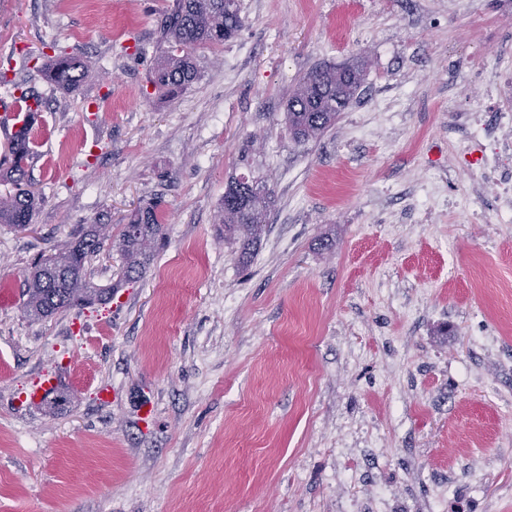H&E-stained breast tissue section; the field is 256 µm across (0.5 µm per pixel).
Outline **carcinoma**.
<instances>
[{
  "mask_svg": "<svg viewBox=\"0 0 512 512\" xmlns=\"http://www.w3.org/2000/svg\"><path fill=\"white\" fill-rule=\"evenodd\" d=\"M242 26L239 0H173L162 22L166 49L157 57L153 84L166 95L175 94L197 76L193 53L201 47H214L235 35ZM37 72L59 89L75 94L86 74L80 59L59 53L49 56ZM361 85L356 66L320 68L309 72L288 97V130L298 142L320 136L355 97ZM8 181L14 192L0 196V224L17 229L28 227L40 197L28 184V171L34 156L28 137L8 145ZM274 190L268 182L241 176L224 192L220 223L224 241L240 245L242 255L255 246L268 227L274 206ZM158 204L136 211L129 222L120 225L117 240L125 262V278L142 273L150 262L154 245L163 239L164 225L157 215ZM105 239V225L88 224L79 228L61 250L43 257L25 278V313L32 320H43L76 306L104 301L112 289L94 283L88 266L97 257Z\"/></svg>",
  "mask_w": 512,
  "mask_h": 512,
  "instance_id": "carcinoma-1",
  "label": "carcinoma"
}]
</instances>
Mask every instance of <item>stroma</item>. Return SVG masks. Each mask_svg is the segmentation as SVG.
I'll list each match as a JSON object with an SVG mask.
<instances>
[{
  "label": "stroma",
  "mask_w": 512,
  "mask_h": 512,
  "mask_svg": "<svg viewBox=\"0 0 512 512\" xmlns=\"http://www.w3.org/2000/svg\"><path fill=\"white\" fill-rule=\"evenodd\" d=\"M172 2L0 0V99L43 98L44 197L0 224V512H512V223L448 208L479 186L448 82L460 110L484 98L512 0H240L161 98ZM52 44L88 66L78 94L38 80ZM345 65L355 99L296 143L289 93ZM243 173L275 193L246 262L219 222ZM153 199L166 239L138 278L104 246L111 299L25 316L39 255ZM44 373L69 403H24Z\"/></svg>",
  "instance_id": "stroma-1"
}]
</instances>
